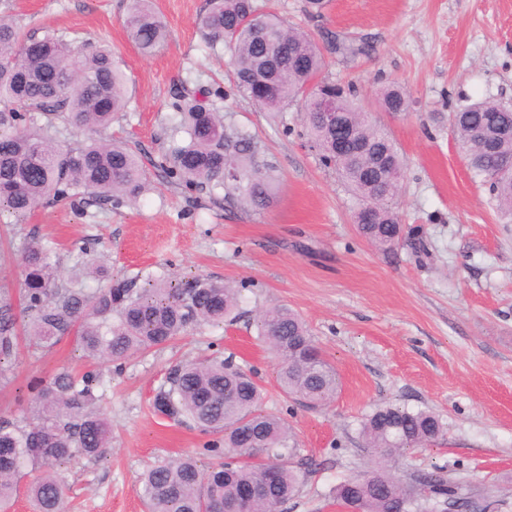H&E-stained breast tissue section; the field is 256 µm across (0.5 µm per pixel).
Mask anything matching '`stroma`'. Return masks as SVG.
Segmentation results:
<instances>
[{
    "label": "stroma",
    "mask_w": 512,
    "mask_h": 512,
    "mask_svg": "<svg viewBox=\"0 0 512 512\" xmlns=\"http://www.w3.org/2000/svg\"><path fill=\"white\" fill-rule=\"evenodd\" d=\"M256 2L311 33L327 61L325 78L354 82L406 157L396 207L410 241L383 252L358 235L355 200L302 138L297 106L262 112L230 93L229 55L207 48L198 28L207 0H154L168 38L151 55L127 38L128 0H0V16L23 30L111 45L130 101L103 136L135 150L151 183L133 206L78 196L21 220L0 213V230L13 236L0 257V283L19 290L24 248L37 239L54 243L66 282L89 243L91 261L128 278L252 284L233 324L99 365L112 450L61 466L66 512H143L136 488L145 469L184 453L209 463L208 435L156 415L151 401L176 360L215 354L257 371L266 408L297 434L308 476L290 512H341L331 491L370 466L360 422L381 403L431 409L448 427L445 439L403 453L400 479L442 466L489 503L488 512H512V223L467 168L448 124L450 112L477 99L512 105V0H326L317 18L307 0ZM340 40L362 54L337 50ZM390 81L409 93V113L378 111L377 93ZM184 83L225 90L228 119L255 133L277 164L270 208L227 202L219 189L187 190L151 168L162 150L183 141L171 102ZM280 304L303 316L341 378L327 406L309 409L279 391V365L257 338L255 315ZM63 365L86 368L69 337L20 355L0 391V413L27 406L35 386Z\"/></svg>",
    "instance_id": "35a3bbf8"
}]
</instances>
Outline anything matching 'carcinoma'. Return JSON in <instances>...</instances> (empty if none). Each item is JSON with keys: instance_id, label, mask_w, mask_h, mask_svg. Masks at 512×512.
<instances>
[{"instance_id": "cac0c4a2", "label": "carcinoma", "mask_w": 512, "mask_h": 512, "mask_svg": "<svg viewBox=\"0 0 512 512\" xmlns=\"http://www.w3.org/2000/svg\"><path fill=\"white\" fill-rule=\"evenodd\" d=\"M123 26L144 54L167 39L151 0H130ZM200 28L208 47L222 45L228 52L232 90L268 112L298 103L300 136L341 176L357 207L375 202L371 223L356 225L358 234L381 250L399 246L404 228L393 201L406 160L373 113L359 104L354 84L322 79L325 60L315 40L279 15L259 10L254 0H208ZM29 40L40 42L42 50L25 52ZM295 58L304 65H296ZM332 93L337 94L338 125L322 117V97ZM213 96L220 92L199 87L175 99L172 108L187 141L162 151L157 166L187 189L221 188L225 200L265 210L275 198L278 168L260 154L248 129L225 122ZM377 101L382 112L405 114L410 108L408 93L396 82L383 86ZM128 104L126 77L111 49L86 45L75 50L62 35H24L1 18L0 144L7 150L0 152V211L24 218L43 202L78 194L115 207L135 203L149 189L137 154L122 143L94 137ZM36 114L45 119L43 124L35 123ZM348 123L362 140L385 152L386 169L374 170L366 159L336 154V141ZM448 123L468 169L488 185L498 210L511 217L512 175L501 174L500 166L512 157V108L482 99L448 114ZM59 124L87 136L63 145L52 132ZM53 252L50 243L40 240L27 246L20 307L9 289L0 287L1 385L9 381L8 363L16 357L20 337L36 353L70 336L89 361L120 363L190 330L235 321L242 292L253 286L204 277L177 285L150 277L140 285L97 265L85 272L101 282L90 292L79 280L58 285ZM258 322L261 340L279 361L281 393L312 408L334 400L340 378L301 315L278 305L260 310ZM103 399L98 373L61 367L37 388L28 412L0 418V512H10L30 472L37 473L26 485L35 512H63L64 488L56 467L76 456L101 458L112 448V425L100 409ZM263 401L256 373L236 365L231 356L171 366L153 396L154 411L222 437L206 444L213 458L207 466L194 455H182L147 470L137 488L146 512H238L240 492L261 482L264 486L247 512H285L305 472L294 462L298 444L288 419L264 410ZM445 434L442 419L430 410L375 408L361 424L374 461L369 470L336 485V504L352 512H391L392 500L403 494L395 474L401 451ZM416 482L421 491L409 499L407 512H435L431 505L450 503L479 508L466 486L445 475L442 467L418 475Z\"/></svg>"}]
</instances>
